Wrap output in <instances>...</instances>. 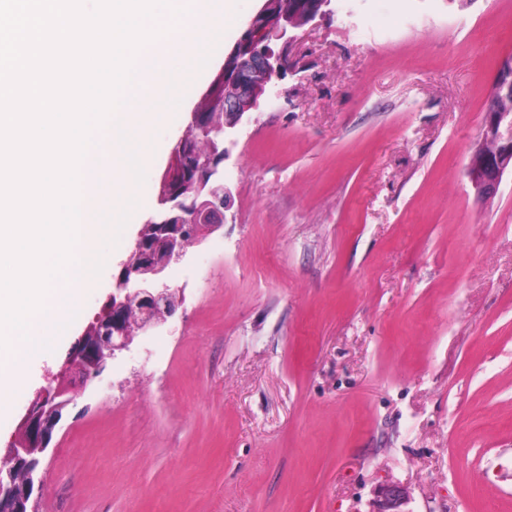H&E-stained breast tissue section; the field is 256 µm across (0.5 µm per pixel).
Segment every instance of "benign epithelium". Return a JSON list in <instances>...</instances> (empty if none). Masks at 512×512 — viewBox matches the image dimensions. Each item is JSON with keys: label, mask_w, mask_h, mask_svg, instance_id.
Wrapping results in <instances>:
<instances>
[{"label": "benign epithelium", "mask_w": 512, "mask_h": 512, "mask_svg": "<svg viewBox=\"0 0 512 512\" xmlns=\"http://www.w3.org/2000/svg\"><path fill=\"white\" fill-rule=\"evenodd\" d=\"M321 10L303 19L289 8L288 0H260L257 8L224 58V119L212 121L202 112L191 113V138L179 140L170 158L181 162L185 177L176 188L158 198L159 209L148 221L154 237L134 240L121 263L112 295L98 321V334L80 337L62 365L48 373L20 422L21 435L8 443L4 457L25 470L19 487L15 472L0 470V512H38L31 501L40 459L67 409L88 384L100 376L109 360L126 351L135 337L163 328L177 309L168 271L189 247L200 245L224 226V210L232 190L219 167L228 154L226 144L238 126L250 119L273 80L288 68L287 57L271 47L290 30L312 22ZM512 172V113L495 111L489 103L481 141L474 148L467 175L478 198L496 196L503 176ZM406 492L398 486L384 489L375 512H406Z\"/></svg>", "instance_id": "7a95c632"}]
</instances>
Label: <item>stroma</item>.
<instances>
[{
    "label": "stroma",
    "instance_id": "35a3bbf8",
    "mask_svg": "<svg viewBox=\"0 0 512 512\" xmlns=\"http://www.w3.org/2000/svg\"><path fill=\"white\" fill-rule=\"evenodd\" d=\"M257 8L156 126L170 150ZM224 161V228L184 298L89 383L40 465V512H512V175H467L512 0H331L296 30ZM87 293L50 369L112 292ZM407 504L406 492L399 486L384 489L374 512H408L403 509Z\"/></svg>",
    "mask_w": 512,
    "mask_h": 512
}]
</instances>
